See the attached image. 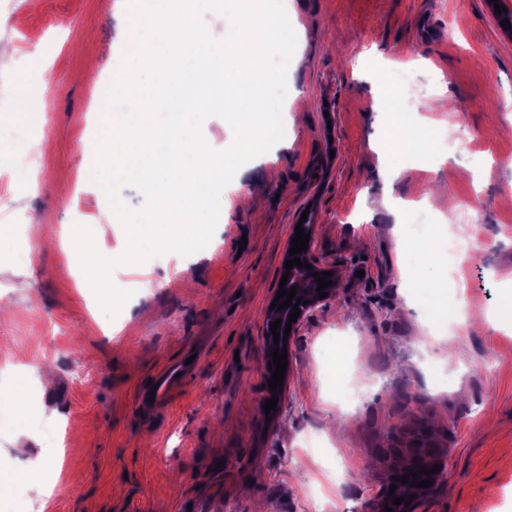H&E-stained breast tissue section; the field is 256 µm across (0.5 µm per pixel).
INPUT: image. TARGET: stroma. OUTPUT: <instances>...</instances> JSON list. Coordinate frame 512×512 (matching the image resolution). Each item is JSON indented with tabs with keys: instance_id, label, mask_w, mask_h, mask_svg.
<instances>
[{
	"instance_id": "stroma-1",
	"label": "stroma",
	"mask_w": 512,
	"mask_h": 512,
	"mask_svg": "<svg viewBox=\"0 0 512 512\" xmlns=\"http://www.w3.org/2000/svg\"><path fill=\"white\" fill-rule=\"evenodd\" d=\"M112 2L0 0V54L14 61L0 124L17 125L22 80L43 85L49 111L26 145L0 139V512H300L314 489L328 512H367L424 442L446 470L420 512H512V330L495 316L512 280V30L487 0H288L303 34L286 100L304 119L232 183L263 206L229 209L201 258L153 255L143 278L115 267L130 297L111 317L70 239L77 224L101 256L123 244L122 226L94 222L106 197L78 178L100 135L98 89L123 57ZM401 82L437 129L429 150L389 147ZM400 199L426 206L424 235L394 217ZM309 207L314 260L340 291L300 326L269 416L266 312ZM448 221L481 252L448 255ZM417 240L452 269L448 303L467 315L456 331L415 286L439 273ZM339 343L343 376L361 384L354 407L326 361ZM191 355L184 384L145 404L147 381ZM42 419L68 424L66 446L35 431ZM49 472L62 490L43 501L33 483Z\"/></svg>"
}]
</instances>
